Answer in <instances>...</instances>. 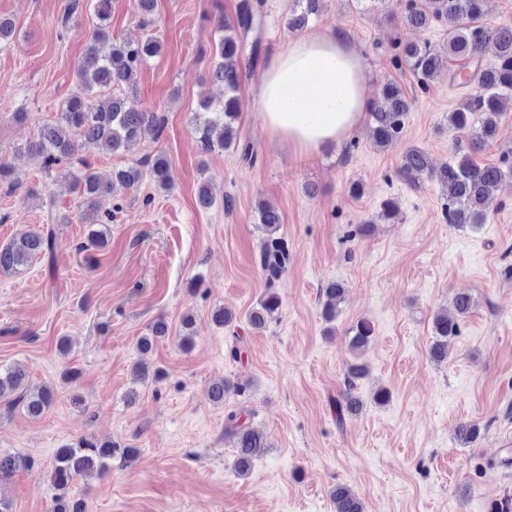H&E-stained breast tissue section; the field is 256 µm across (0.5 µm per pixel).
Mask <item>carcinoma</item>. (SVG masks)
<instances>
[{
    "label": "carcinoma",
    "mask_w": 512,
    "mask_h": 512,
    "mask_svg": "<svg viewBox=\"0 0 512 512\" xmlns=\"http://www.w3.org/2000/svg\"><path fill=\"white\" fill-rule=\"evenodd\" d=\"M321 0H293L289 25L302 29L310 17L318 14ZM486 0H410L403 14L408 27H428L433 22H448V48L440 50L430 44L406 43L402 47L408 68L421 80L434 79L448 69V58L462 62V68L449 74L450 80L462 84H475L452 112L448 113V126L472 129L470 142L457 146L448 164L434 168L427 152L419 147L408 148L402 156L400 176L411 183L426 176L436 180L446 193L444 217L456 227L475 229L486 222L487 210L494 192L505 180H512V164H481L475 155L491 144L503 110V100L512 99V28L491 26L485 22ZM261 0H239L236 18L219 25L223 35L215 41L214 62L209 78L224 86V100L204 101L193 116L198 148L203 153L229 149L240 144L239 91L242 72L241 61L245 51L252 58L260 55L261 41L257 35V20ZM96 29L91 34L85 53L78 65L82 94L69 97L58 112V117L43 123L37 137L27 141L18 151L26 153L46 175L54 177V184L63 185L71 192H80L85 209L79 220L87 225V240L82 249L102 248L110 236L112 215H101L96 203L101 197L112 195L116 188L132 189L143 177L138 166L112 171L106 177L87 160L91 153L114 155L128 152L142 140H158L165 130V119L156 112H134L126 107L123 97L113 92L121 85H133V76L140 66L161 51L159 40H116L110 32L111 0H95ZM488 63H482L486 54ZM475 65L471 72L470 65ZM381 103L373 106L369 122L372 144L385 149L402 139L411 102L402 87L386 81L380 88ZM150 171L160 188L168 186V162L156 156ZM258 220L264 238L260 244L257 263L267 284L266 295L247 315L255 329H264L276 318L281 298L273 286L288 267L290 251L288 240L280 234L281 217L270 207L258 208ZM56 231L53 225L45 229L24 230L8 243L0 246V273L19 274L32 261L42 256L53 259ZM344 286L331 281L323 289L322 313L326 321L336 319L343 301ZM474 306L468 293H458L453 299V310L438 313L433 320V341L430 358L441 362L448 357V339L459 333L460 319ZM151 335L137 341L140 353H148L153 342L168 335L169 325L157 318L150 326ZM349 346L355 361L347 364L345 391L336 400V418L343 423L357 415L363 400L353 393L356 381L365 378L366 365L357 361L368 348L373 327L366 320L358 321L351 329ZM26 372L18 367L0 366V401L9 406L20 405L26 414L40 418L50 407L54 388L44 386L36 392L25 388ZM247 386L224 378L210 381L206 388L208 398L215 404L224 403L229 394L242 395ZM224 435L233 439L234 468L238 475L251 472L255 460L269 448L263 433L251 422L249 410L241 407L224 416ZM481 435L479 425L460 424L457 438L471 444ZM139 455V449L119 442H98L85 439L75 445L67 444L56 450L51 472V483L57 491L53 512H86L85 503L69 496L73 482L86 474L108 473L112 461L129 465ZM31 461L23 457L0 455V485L20 468L30 469ZM334 512H363L359 498L342 484L330 493Z\"/></svg>",
    "instance_id": "obj_1"
}]
</instances>
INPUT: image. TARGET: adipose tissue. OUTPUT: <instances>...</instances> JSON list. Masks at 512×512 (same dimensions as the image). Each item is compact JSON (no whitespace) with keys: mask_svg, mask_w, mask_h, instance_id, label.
<instances>
[{"mask_svg":"<svg viewBox=\"0 0 512 512\" xmlns=\"http://www.w3.org/2000/svg\"><path fill=\"white\" fill-rule=\"evenodd\" d=\"M257 102L271 137L302 156L321 153L346 141L371 106L365 60L338 35L291 40L268 57Z\"/></svg>","mask_w":512,"mask_h":512,"instance_id":"obj_1","label":"adipose tissue"}]
</instances>
